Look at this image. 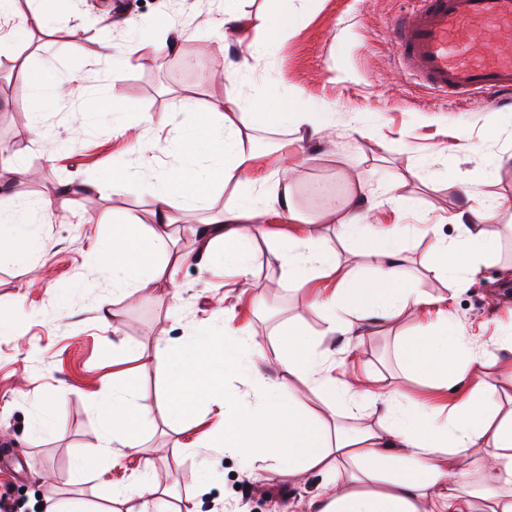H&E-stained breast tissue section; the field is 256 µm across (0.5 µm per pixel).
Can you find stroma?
<instances>
[{
	"label": "stroma",
	"instance_id": "1",
	"mask_svg": "<svg viewBox=\"0 0 512 512\" xmlns=\"http://www.w3.org/2000/svg\"><path fill=\"white\" fill-rule=\"evenodd\" d=\"M410 6L411 0H288V34L264 50L224 45L220 30L206 26V19L223 17L224 0H47L51 28L28 32L20 15L29 5L18 0V16L0 19V144L27 164L26 177L0 193L26 207L39 199L54 203L52 216L35 226L38 249L25 263L0 265V446L7 452L0 457V512H38L43 495L102 512L113 490L147 476L166 490L172 512H302V502L320 489L317 475L296 485L274 471H251L229 452H184L194 437L185 422L207 430L217 407L176 418L156 405L165 380L144 355L160 342L201 337L208 324L223 322V308L269 349L288 324L311 337L324 327L313 308L316 284L286 285L266 250L253 257L246 293L229 299L223 273L195 260V229L223 210L227 190L210 188L203 208L175 228L169 259L177 264L178 293L149 283L130 296L113 294L94 256L112 223L129 214L150 222L156 200L135 188L99 195L73 193V186L102 178L116 164L161 179L186 160L178 140L188 113L221 111L228 97L250 112L285 103L293 112L317 113L323 138L298 149L293 168L279 174L311 215L324 203L312 186L343 196L356 175L364 176L361 208L368 217L340 248L341 260L366 266V245L376 242L377 230L394 227L404 256L418 265L434 233L455 236L450 216L480 204L497 208L487 228L504 243L502 261L512 260L505 246L512 236V105L482 97L451 101L401 69L388 26ZM162 18L176 49L138 52L137 43ZM75 25L77 38L58 37V29ZM104 42L112 45L107 59L98 55ZM35 80L59 85L62 95L35 101ZM101 93L125 105L123 130L101 111ZM140 136L170 143L146 169L131 149ZM456 169L468 176L465 190L448 186ZM421 287L434 296L449 293L432 277ZM452 296L454 319L490 354L487 378L508 402L512 361L496 357L495 342L512 318V278L490 264ZM102 305L116 320H100ZM420 323L407 313L393 330L322 345L340 361L353 356L394 375V336ZM129 381L144 417L141 452L97 458L93 473L78 474V457H97L96 406L106 384L120 389Z\"/></svg>",
	"mask_w": 512,
	"mask_h": 512
}]
</instances>
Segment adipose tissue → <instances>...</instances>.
Segmentation results:
<instances>
[{
    "label": "adipose tissue",
    "mask_w": 512,
    "mask_h": 512,
    "mask_svg": "<svg viewBox=\"0 0 512 512\" xmlns=\"http://www.w3.org/2000/svg\"><path fill=\"white\" fill-rule=\"evenodd\" d=\"M268 2L269 14L259 22L225 9V44L251 28L262 46L281 40L290 23L288 0ZM288 124L300 144L322 130L314 113L284 106L273 114L247 112L236 98L225 99L218 118L188 121L180 145L191 160L165 174L152 224L129 215L112 227L106 272L113 290H137L147 281L173 285L174 272L164 259L170 229L203 203L211 184L253 189L252 196L225 202L223 211L197 231V259L204 264L222 260L241 281L252 275L260 234L256 222L265 208L279 209L294 224L312 223V216L298 208L292 185L276 178L264 154L253 147L255 131ZM322 214L335 223V239L310 232L292 236L270 247L271 259L288 285L329 281L314 302L325 314L328 336L390 324L411 308L428 310L430 321L399 339L400 374L378 394L358 378L334 375L329 350L307 340L298 325H289L269 353L252 334L214 324L203 340L154 350L152 359L168 382L162 409L181 415L200 403L220 406L219 419L208 431L215 446L298 482L321 476L309 512H512V409L503 410L496 386L483 378L485 354L463 336L447 297L428 295L420 286L428 274L464 286L481 266L496 261L498 242L484 226L495 209L452 215L456 238L437 239L416 269L407 267L393 232H386L368 252L375 273L371 280L360 268L343 264L334 247L335 241L359 233L358 203L332 198ZM267 366L275 368L277 378L264 375ZM231 373L250 376L260 401L250 405L227 390L224 380ZM414 380L438 390L466 380L473 387L442 416L407 397L404 388ZM301 388L313 391L321 408L301 406L296 398ZM140 418L133 390L113 394L111 407L103 411L104 451L117 458L139 450ZM477 456L486 460L479 481L451 467L452 461ZM114 500L127 505V512H170L164 491L149 481L120 490Z\"/></svg>",
    "instance_id": "adipose-tissue-1"
}]
</instances>
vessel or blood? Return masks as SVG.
<instances>
[{
	"mask_svg": "<svg viewBox=\"0 0 512 512\" xmlns=\"http://www.w3.org/2000/svg\"><path fill=\"white\" fill-rule=\"evenodd\" d=\"M512 43V0H414L394 18L390 38L404 67L429 88L463 100L483 94L512 103V53L472 58L486 30Z\"/></svg>",
	"mask_w": 512,
	"mask_h": 512,
	"instance_id": "b4317fda",
	"label": "vessel or blood"
}]
</instances>
